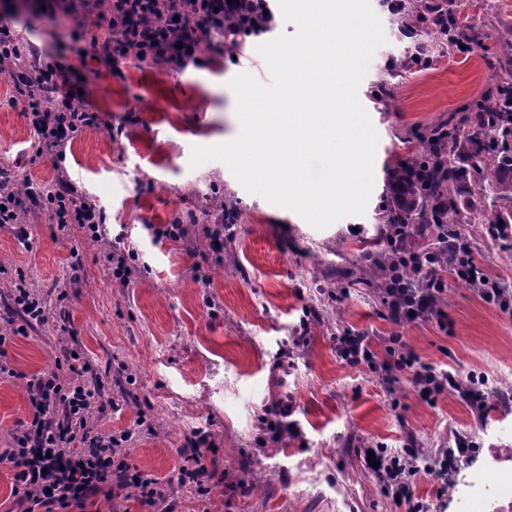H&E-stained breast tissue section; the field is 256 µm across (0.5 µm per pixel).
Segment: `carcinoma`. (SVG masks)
<instances>
[{
    "label": "carcinoma",
    "mask_w": 512,
    "mask_h": 512,
    "mask_svg": "<svg viewBox=\"0 0 512 512\" xmlns=\"http://www.w3.org/2000/svg\"><path fill=\"white\" fill-rule=\"evenodd\" d=\"M429 22L447 36L448 44H460V32L453 20ZM498 99L478 106L480 123L461 136L458 123L450 120L423 135L428 152L416 153L396 170L394 195L403 203L384 216L387 224H446L448 234L456 225L466 224L459 208V189L473 182L489 191L493 206L512 217V179L500 172H512V59L499 62ZM385 256L363 254L361 269L370 275L384 272Z\"/></svg>",
    "instance_id": "obj_1"
}]
</instances>
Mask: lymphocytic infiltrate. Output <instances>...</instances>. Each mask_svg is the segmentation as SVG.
<instances>
[{"instance_id": "obj_1", "label": "lymphocytic infiltrate", "mask_w": 512, "mask_h": 512, "mask_svg": "<svg viewBox=\"0 0 512 512\" xmlns=\"http://www.w3.org/2000/svg\"><path fill=\"white\" fill-rule=\"evenodd\" d=\"M262 0H70L72 8L94 15L95 30L71 37V50L80 62L105 61L119 66L126 60L140 64H172L185 67L199 64V48L209 43L215 53H223L233 40V26L243 16H259ZM9 64V77L23 81L34 95L23 107L24 116L34 132L32 163L63 159L64 149L80 131L98 126L99 113L90 110L83 95L74 93L68 80L71 70L63 58L46 62L36 45L24 42L14 22L0 19V65ZM48 213L56 224L58 237L66 238L72 228H80L85 237L104 242L107 239L106 214L91 201L76 183L66 176L53 183L29 189L19 196L6 179L0 178V224L19 223L25 211ZM453 244L450 266L433 261L432 246ZM391 259L384 286L377 291L388 320L395 325L410 321L445 325L448 314L443 308L449 280L464 281L480 297L500 310L512 309V300L500 298L496 280L487 278L475 262L465 238L449 240L444 224H395L387 237ZM105 263L122 283H130L132 269L124 256L103 249ZM18 318L12 328L0 330V357L15 335L25 334L28 326L46 319L42 300L24 288L13 295ZM336 349L349 365L367 366L381 372L387 383L408 377L414 391L424 402L436 404L450 389L462 388L465 402L477 413H484L495 393L485 377L469 374L459 378L421 362L411 353L401 336L387 339L386 355L377 358L364 333L344 331L336 338ZM64 360L74 381L61 382L58 374H34L26 382L33 418L22 432L12 434L9 447L0 448V465L13 472L11 512H86L88 504L102 498L112 501L126 490H134L142 506L153 508L164 501L167 491L154 475L131 461L123 446L131 435L97 434L88 421L103 411L99 388L82 383L87 370L80 356L65 353ZM211 435L196 429L182 454L183 463L173 476V484L192 485L200 498L211 492L212 472L205 458L211 449ZM481 444L470 436H460L454 447L420 455L416 448L400 450L377 448L376 474L382 484L398 498L403 512H429L428 503L415 496L413 480L424 474L437 484L438 496L448 494V477L461 465L475 463Z\"/></svg>"}]
</instances>
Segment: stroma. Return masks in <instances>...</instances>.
I'll use <instances>...</instances> for the list:
<instances>
[{
  "label": "stroma",
  "mask_w": 512,
  "mask_h": 512,
  "mask_svg": "<svg viewBox=\"0 0 512 512\" xmlns=\"http://www.w3.org/2000/svg\"><path fill=\"white\" fill-rule=\"evenodd\" d=\"M18 2L0 0V14ZM431 2L460 19L469 47L406 69L400 16L386 0H370L386 37L357 90L378 133L374 187L365 215L324 229L246 191L223 162L190 165L193 147L238 135L228 84L244 72L269 81L256 47L295 34L284 16L273 31L246 38V64L209 55L183 71L130 61L77 67L71 79L103 123L82 131L58 167L29 163L32 133L21 109L6 106L14 88L0 75V166L25 185L48 184L67 171L105 209L110 238L120 239L137 268L130 284L120 283L100 260L101 243L77 231L55 238L43 214L28 215L21 229L0 228V264L8 269L0 274V308L20 282L48 309L43 323L7 347L14 374L0 376V448L31 418L26 376L57 371L71 347L109 403L93 415V430H132L126 450L140 469L167 481L182 463L185 437L210 431L219 456L210 498L173 487L170 512H393L364 463L365 449H401L412 440L431 454L457 433L482 442L480 459L454 474L442 498L430 477L416 478L415 494L431 512H466L475 474L512 468V401H491L483 419L452 395L430 405L407 381L387 385L336 352L346 330L369 336L378 352L396 333L422 362L464 376L480 372L494 390L512 392L511 314L452 280L447 325L397 327L356 264L363 247L385 245L381 218L396 163L428 128L475 114L477 104L495 97L497 60L512 50V0ZM18 11L24 36L52 47L47 15L33 6ZM215 189L240 208L233 243L219 261L207 256ZM459 203L471 218L460 231L476 261L512 289V236L493 242L480 226L495 214L490 199L471 190ZM165 224L185 225L186 237L155 236ZM76 258L82 269L75 276ZM283 364L295 408L281 419L289 433L275 438L266 428L274 414L265 397L270 373Z\"/></svg>",
  "instance_id": "stroma-1"
}]
</instances>
